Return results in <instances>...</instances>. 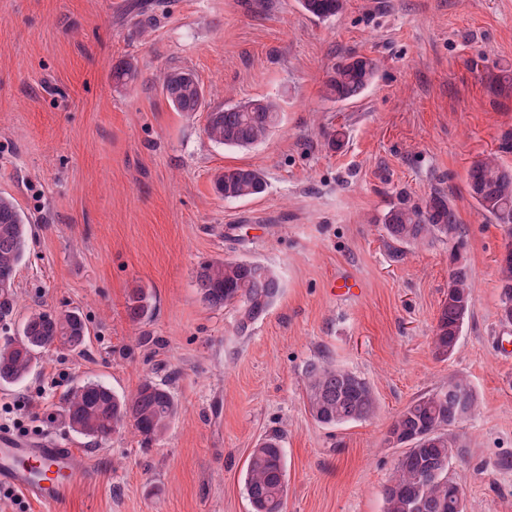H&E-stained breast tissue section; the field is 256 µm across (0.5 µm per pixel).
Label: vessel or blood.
<instances>
[{
    "mask_svg": "<svg viewBox=\"0 0 512 512\" xmlns=\"http://www.w3.org/2000/svg\"><path fill=\"white\" fill-rule=\"evenodd\" d=\"M71 449L56 440L26 442L0 432V485L45 504H57L76 480Z\"/></svg>",
    "mask_w": 512,
    "mask_h": 512,
    "instance_id": "obj_1",
    "label": "vessel or blood"
}]
</instances>
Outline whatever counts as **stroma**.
<instances>
[{
    "mask_svg": "<svg viewBox=\"0 0 512 512\" xmlns=\"http://www.w3.org/2000/svg\"><path fill=\"white\" fill-rule=\"evenodd\" d=\"M0 0V195L31 226L17 275L11 335L28 312L76 310L82 349L55 347L26 380L0 384V431L75 449L82 469L67 499L46 506L0 488V512H250L248 456L273 431L285 450V512H383L402 447L394 416L466 377L479 411L453 427L451 474L466 512H512V324L498 314L504 245L470 196L473 161L512 166V0H347L328 21L297 0ZM374 58V84L354 101L323 96L327 72ZM133 59L123 87L112 67ZM173 67L195 73L207 110L266 97L280 123L262 143L211 142L205 112L174 111L161 92ZM342 135L332 149L325 136ZM227 167L266 174L254 198L217 196ZM451 200L454 241L388 249L379 220L407 192ZM255 259L282 291L239 330L235 312L205 305L202 262ZM467 266L473 303L453 356L433 331L452 262ZM359 295L329 292L338 276ZM152 311L126 315L132 289ZM323 360L365 377L369 420L318 424L303 373ZM168 384L180 410L143 445L131 426L104 443L65 429L63 398L84 382L121 396L146 379Z\"/></svg>",
    "mask_w": 512,
    "mask_h": 512,
    "instance_id": "1",
    "label": "stroma"
}]
</instances>
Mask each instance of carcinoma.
<instances>
[{
	"instance_id": "obj_1",
	"label": "carcinoma",
	"mask_w": 512,
	"mask_h": 512,
	"mask_svg": "<svg viewBox=\"0 0 512 512\" xmlns=\"http://www.w3.org/2000/svg\"><path fill=\"white\" fill-rule=\"evenodd\" d=\"M311 17L325 21L343 12L346 0H298ZM378 72L375 59L350 56L333 67L323 84L324 98L345 103L362 95ZM139 72L130 60L112 67V81L134 83ZM162 94L177 112L193 115L205 108V92L193 73L173 69L163 79ZM280 122V106L269 99L226 105L207 113L208 138L227 148L245 149L264 141ZM470 195L487 220L504 228L512 240V167L495 157L476 160L467 170ZM215 191L226 200L245 199L265 192L264 173L252 167H227L213 179ZM394 254L404 248L435 240H454L461 226L446 195L434 191L420 203L401 196L380 218ZM28 225L14 203L0 196V324H11L15 307L16 276L25 256ZM498 310L512 324V253L497 265ZM201 300L214 309L234 308L239 328L264 317L280 296L277 271L259 260L224 259L202 263L195 276ZM473 302L469 270L456 265L448 274V297L442 304L434 330L437 356L448 359L455 352ZM150 311L147 293L136 288L126 307L129 321L138 324ZM88 327L76 311H31L17 336L0 342V384H16L31 373L40 354L60 344L71 349L84 346ZM307 408L315 421L338 426L369 419L377 401L369 382L360 375L332 364L311 361L304 372ZM467 399L470 415L479 401L469 381L451 376L438 390L424 394L400 410L389 433L405 448L384 486V512H457L456 481L449 469L458 447L450 428L463 423L457 406ZM178 413V403L162 384L143 381L128 397H119L108 386L88 381L65 395L64 416L73 432L99 441L108 440L126 422L142 443L160 441ZM245 489L251 512H284L287 483L284 448L276 436L263 439L250 452Z\"/></svg>"
}]
</instances>
